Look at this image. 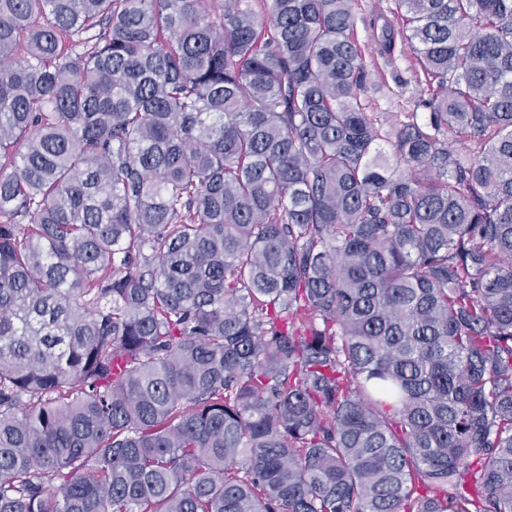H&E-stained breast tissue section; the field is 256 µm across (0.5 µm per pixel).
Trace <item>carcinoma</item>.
<instances>
[{"mask_svg": "<svg viewBox=\"0 0 512 512\" xmlns=\"http://www.w3.org/2000/svg\"><path fill=\"white\" fill-rule=\"evenodd\" d=\"M394 6L385 137L352 0H0V512H512V0ZM352 7L362 47V62L371 78L365 111L378 120L382 131H390L395 123L406 120L411 112L417 111L423 115L424 110L418 105L424 96V81L421 82L417 75L412 51L406 47L404 52H400V39H397L390 62L380 56L379 47L373 39L369 22L377 13L383 12L398 28L393 13H390L395 7L392 0H352Z\"/></svg>", "mask_w": 512, "mask_h": 512, "instance_id": "cac0c4a2", "label": "carcinoma"}]
</instances>
